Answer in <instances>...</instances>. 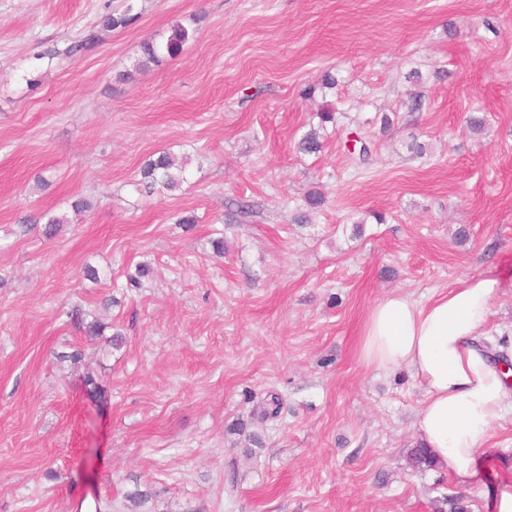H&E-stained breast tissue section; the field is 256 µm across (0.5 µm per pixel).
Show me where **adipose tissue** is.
<instances>
[{
  "mask_svg": "<svg viewBox=\"0 0 512 512\" xmlns=\"http://www.w3.org/2000/svg\"><path fill=\"white\" fill-rule=\"evenodd\" d=\"M502 282L487 273L418 303L393 293L369 310L359 355L369 366L404 368L425 396L416 413L420 440L457 481L476 475L494 423L512 413V372L493 362L480 341Z\"/></svg>",
  "mask_w": 512,
  "mask_h": 512,
  "instance_id": "1",
  "label": "adipose tissue"
}]
</instances>
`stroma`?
<instances>
[{"mask_svg":"<svg viewBox=\"0 0 512 512\" xmlns=\"http://www.w3.org/2000/svg\"><path fill=\"white\" fill-rule=\"evenodd\" d=\"M178 24L193 39L137 70ZM162 150L188 182L140 193ZM44 214L70 221L49 237ZM489 272L487 344L512 360V0H0V512H491L512 416L473 481L416 470L422 384L358 355L378 300Z\"/></svg>","mask_w":512,"mask_h":512,"instance_id":"35a3bbf8","label":"stroma"}]
</instances>
